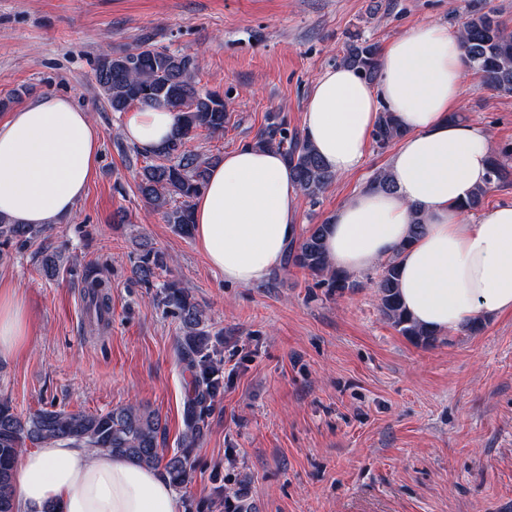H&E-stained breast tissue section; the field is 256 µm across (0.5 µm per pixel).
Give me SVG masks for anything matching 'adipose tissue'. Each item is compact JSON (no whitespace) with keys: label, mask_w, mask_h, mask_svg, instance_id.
<instances>
[{"label":"adipose tissue","mask_w":512,"mask_h":512,"mask_svg":"<svg viewBox=\"0 0 512 512\" xmlns=\"http://www.w3.org/2000/svg\"><path fill=\"white\" fill-rule=\"evenodd\" d=\"M468 77L459 34L425 21L386 42L376 82L345 65L327 69L304 109V136L336 176L356 173L381 111L404 135L387 162L395 189L356 192L330 218L324 246L334 268L356 274L398 258L403 306L439 334L512 312V202L471 218L487 182L489 132L451 118ZM178 115L144 107L124 115L122 135L145 153L163 147ZM101 132L66 96L31 101L0 122V216L45 226L69 215L98 163ZM300 189L276 150L244 144L211 167L195 197L194 235L226 282L257 285L285 258L299 231ZM424 227L412 233L414 214ZM24 297L0 289V358L27 343ZM18 512H177L156 468L72 444L24 451L14 468Z\"/></svg>","instance_id":"adipose-tissue-1"}]
</instances>
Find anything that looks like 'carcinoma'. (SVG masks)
Here are the masks:
<instances>
[{"instance_id":"cac0c4a2","label":"carcinoma","mask_w":512,"mask_h":512,"mask_svg":"<svg viewBox=\"0 0 512 512\" xmlns=\"http://www.w3.org/2000/svg\"><path fill=\"white\" fill-rule=\"evenodd\" d=\"M465 59L482 82L505 95H512V29L491 12H472L461 27ZM343 64L373 80L379 71L377 46L356 38L347 44ZM96 81L103 98L114 112H126L134 105L164 107L179 113V124L166 145L139 171L138 191L153 208L163 213L174 232L189 236L193 229L192 200L203 188L215 157H202L185 149L186 142L198 130L224 131L227 117L224 96L217 91L201 90L194 79L190 56L159 50L145 42L134 48L101 55ZM402 136L394 115L385 110L373 133L376 145L385 149ZM252 145L281 152L295 172L301 191L311 199L321 195L334 178L315 149L305 138L269 115L267 124ZM509 172L498 158L490 163L486 186L478 188L466 206L480 208L493 183H501ZM327 225L313 224L300 238L288 245L286 260L320 277L319 284L343 293L356 287L352 276L331 267L323 240ZM41 229L27 224H12L0 217V247L14 240L31 238ZM163 265L158 253L141 258L140 271L145 278ZM89 297L88 324L96 332L108 322L110 293L101 277L85 280ZM381 309L398 331L417 344L431 345L436 334L425 329L407 313L398 293V256L382 266L377 280ZM164 304L180 315L183 338L179 356L193 375L191 394L183 412L182 448L165 456L160 447L165 428L155 413L133 405L106 413L88 414L65 409H42L22 418L6 400L0 401V512H16L12 484L13 467L26 443L41 444L67 440L75 445L97 448L117 457L163 467V474L174 487L185 484L191 472V449L204 433L205 417L218 394L221 381L209 353V337L201 329L202 311L184 289L173 283L163 286ZM225 512H256L249 483L242 480L224 501Z\"/></svg>"}]
</instances>
